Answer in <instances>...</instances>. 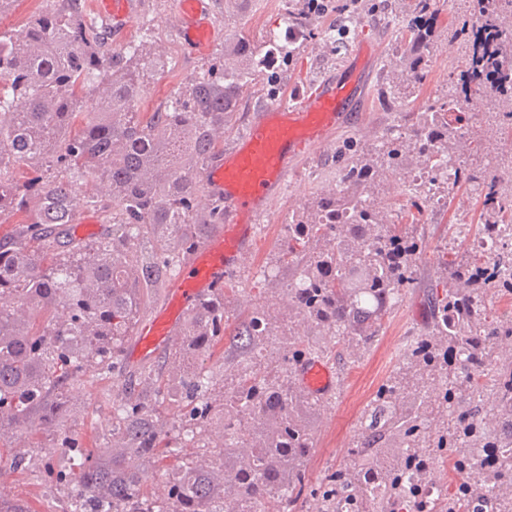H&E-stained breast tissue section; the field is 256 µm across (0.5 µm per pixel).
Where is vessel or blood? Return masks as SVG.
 <instances>
[{"label":"vessel or blood","mask_w":512,"mask_h":512,"mask_svg":"<svg viewBox=\"0 0 512 512\" xmlns=\"http://www.w3.org/2000/svg\"><path fill=\"white\" fill-rule=\"evenodd\" d=\"M134 4L94 0L93 8L120 27L128 22ZM175 22L181 38L196 51H205L215 36L199 0H182ZM374 58V45L360 40L337 74L322 78L293 102L263 107L235 144L216 156L203 178L212 195L224 200V224L198 246L165 303L141 325L132 349L138 360H148L175 342L195 305L247 266L257 221L268 213L294 163L327 149L349 111L363 103ZM298 373L302 389L311 395L323 396L336 388L335 373L321 361L304 362Z\"/></svg>","instance_id":"1"}]
</instances>
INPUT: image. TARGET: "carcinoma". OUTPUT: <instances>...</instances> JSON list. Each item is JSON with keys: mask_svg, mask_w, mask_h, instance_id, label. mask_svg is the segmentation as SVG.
Returning a JSON list of instances; mask_svg holds the SVG:
<instances>
[{"mask_svg": "<svg viewBox=\"0 0 512 512\" xmlns=\"http://www.w3.org/2000/svg\"><path fill=\"white\" fill-rule=\"evenodd\" d=\"M85 15L84 0H51L22 26L0 28V458L18 470L41 449V480L70 487L63 512H280L306 493L315 512H512V318H492L486 307L491 292L512 295V282L493 274L512 265V251L461 256L453 245L439 256L432 330L407 344L363 409L348 461L311 491L312 417L327 402L295 375L301 361L338 346L357 361L414 286L421 242L392 219L380 184L411 188L420 213L434 200L433 172L471 150L462 131L473 102L488 114L485 155L512 127V0H470L452 33L464 56L448 75L453 96L413 113L407 136L351 152L342 187L292 212L273 261L294 274L288 315L308 334L279 329L271 307H255L234 334L240 357L217 372L205 360L224 339L227 301L212 294L168 354L177 384L145 378L140 395L115 407L99 448L67 435L73 388L89 371L116 368L149 294L223 224L224 199L210 195L201 173L224 151L243 91L263 70L233 33L223 65L140 112L145 77L167 61L141 41L100 54ZM438 15L433 0H415L401 19V103L428 78ZM94 179L109 183L112 203L83 191ZM461 183L482 199L478 235L512 227V179L486 164L459 167L446 189ZM81 206L109 212L106 237H72ZM165 404L180 412L178 425L159 412ZM185 443L204 453L178 461L164 498L144 494L145 469ZM58 448L74 460L67 473L53 464ZM436 459L458 481L433 499Z\"/></svg>", "mask_w": 512, "mask_h": 512, "instance_id": "carcinoma-1", "label": "carcinoma"}]
</instances>
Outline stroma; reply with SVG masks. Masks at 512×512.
Listing matches in <instances>:
<instances>
[{
	"label": "stroma",
	"mask_w": 512,
	"mask_h": 512,
	"mask_svg": "<svg viewBox=\"0 0 512 512\" xmlns=\"http://www.w3.org/2000/svg\"><path fill=\"white\" fill-rule=\"evenodd\" d=\"M307 0H241L225 8L224 0H203V10L217 31L206 52H195L184 43L174 26L178 0H136V10L126 30L115 29L109 19L88 12L87 20L101 33L103 53L120 51L125 44L150 37L168 57L164 74L147 80L140 102L144 112L166 101L170 92L187 83L199 72L218 64L224 54V37L244 32L256 50H263L273 30L278 29L286 8L306 4ZM326 10L312 13V24L298 38L297 55L282 75L279 99H293L324 76L334 73L345 61L360 38L371 39L378 48L371 90L364 108L348 124L335 131L329 151L311 154L297 161L285 186L273 202L271 211L256 227L253 258L244 272L227 281L229 302L225 327L234 330L248 305L277 302L291 278L281 270L276 278L265 277L275 244L284 236L288 209L301 205L336 185L345 152L353 148L378 145L392 127L407 126L418 109L437 102L448 84V67L460 62L457 44L441 39L430 51V73L413 104L389 103L388 88L395 75L390 65L403 51L406 36L398 17L411 0H325ZM335 43H328V35ZM481 204L474 194L458 191L449 206L439 204L424 211L418 232L423 239L422 252L415 271V285L396 305L391 318L375 344L356 363L331 357L328 364L337 376L338 386L331 395L328 410L315 424L317 450L307 463L312 482L336 470L357 436L363 407L377 388L391 375L399 360L400 348L415 335L427 332L432 323L431 289L438 277L436 257L448 246V227L459 218L469 224L480 222ZM166 353L148 363L122 358L119 371L91 378L75 391L79 411L70 431L84 447L105 443L112 430V404L127 393L140 390L144 368L162 371ZM0 493L20 498L32 512H62L66 506L65 487L44 484L31 470L0 475Z\"/></svg>",
	"instance_id": "35a3bbf8"
}]
</instances>
